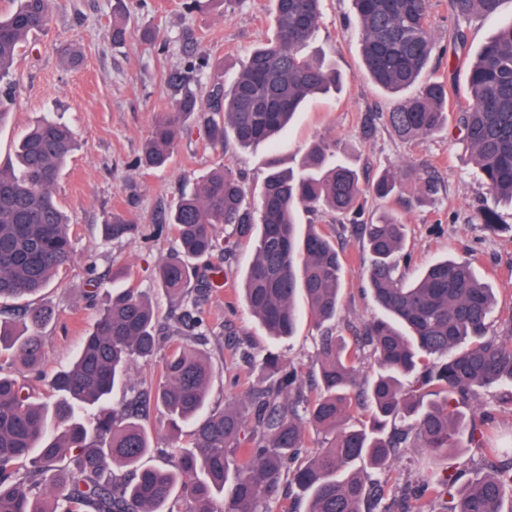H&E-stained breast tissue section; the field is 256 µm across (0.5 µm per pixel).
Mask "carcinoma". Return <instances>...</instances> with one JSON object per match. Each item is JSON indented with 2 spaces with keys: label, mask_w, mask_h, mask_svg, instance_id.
<instances>
[{
  "label": "carcinoma",
  "mask_w": 512,
  "mask_h": 512,
  "mask_svg": "<svg viewBox=\"0 0 512 512\" xmlns=\"http://www.w3.org/2000/svg\"><path fill=\"white\" fill-rule=\"evenodd\" d=\"M224 2L184 0L183 6L204 13ZM273 2L271 37L250 53L229 89L216 82L202 100L192 80L209 62L196 55L187 56L183 69L164 74L173 111L155 122L139 167L167 166L184 122L196 113L208 142L231 140L248 148L270 140L308 99L339 89L336 69L304 52L319 26L323 0ZM502 2L449 0L448 45L465 48L460 21L495 16ZM353 4L371 80L392 93L415 88L386 113L388 125L415 140L454 124L490 195L482 221L496 229V207L512 206V20L467 61L465 100L450 111L447 84L430 74L429 0ZM53 11L54 0H20L0 16V84L10 86L18 52L31 34L48 27ZM110 36L114 43L126 40V11L113 13ZM72 147L70 128L45 119L19 139L16 163L0 165V299L37 294L72 255L70 225L53 195ZM401 188L396 171L363 187L324 141L308 150L297 174L272 169L255 189L224 165L180 195L166 220L177 250L156 267L160 288L183 306L180 321L205 327L186 287L192 281L198 289L215 287L221 268L192 263L231 247L232 238L219 240L215 225L231 226L240 237L255 232V256L238 292L276 339L294 335L301 303L325 326L315 386L306 387L296 367L268 352L260 363L265 384L213 411V365L204 352L170 335L149 393L132 405H108L132 362L155 355L164 331L151 301L126 288L100 310L74 362L44 382L59 396L53 405L32 401L24 384L0 373V512H270L286 484L308 502L307 512H392L378 509L382 494L356 468L358 462L386 469L398 449L418 448L437 463L462 450L465 435L484 446L494 416L481 392L512 383V314L494 318L491 289L472 263L448 257L410 279L402 269L406 224L391 209H381L360 225V243L370 255L367 281L383 315L366 323L348 346L330 326L342 307V252L332 232L319 225L298 229L301 210L328 208L345 218L362 211L367 196L385 201ZM105 232L133 240L139 225L114 216ZM47 319L45 310L28 306L21 323L0 320V355L7 352L23 367L36 368L44 357L40 329ZM367 348L377 370L354 395L356 365ZM430 395L435 399L425 401ZM149 401L171 431L192 426L191 446L171 469L142 464L155 438L133 406ZM95 405L90 430L82 411ZM460 406L470 408L471 417ZM356 408L369 412L368 424H350ZM53 417L65 424L60 435L50 430ZM309 424L330 435L313 456L305 451ZM117 470L127 478L116 477ZM454 484L436 474L413 496L420 501L432 492L446 494V512H512V481L496 471L456 491ZM178 486L181 503L173 498Z\"/></svg>",
  "instance_id": "cac0c4a2"
}]
</instances>
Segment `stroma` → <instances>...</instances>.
Returning a JSON list of instances; mask_svg holds the SVG:
<instances>
[{"mask_svg": "<svg viewBox=\"0 0 512 512\" xmlns=\"http://www.w3.org/2000/svg\"><path fill=\"white\" fill-rule=\"evenodd\" d=\"M47 31L30 36L15 64L16 101L0 124V163L13 159L18 137L44 116L55 113L71 126L76 145L53 186L58 204L72 224L73 256L58 276L31 300L1 299L0 319L16 318L32 302L48 310L43 331L46 373L65 368L81 340L93 328L96 312L112 288H133L154 305L161 323L180 313L155 279L157 263L176 247L170 230H158L170 204L182 191L218 165L233 167L248 184L262 181L269 167L299 170L308 148L320 140L337 144L344 163L362 183L384 171L409 168L392 208L407 226L405 253L410 272L447 256L469 257L476 275L491 288L499 311L512 309V209L498 211L499 231L481 221L491 201L477 171L456 141L454 130L407 141L398 137L385 116L395 104L366 76L359 50L352 0H323L319 29L308 53L324 57L343 78L340 91L317 98L296 115L277 139L244 149L228 141L213 145L190 130L177 138L168 167L144 170L135 160L161 113L170 111L162 83L167 70L182 68L187 53L208 54L213 66L198 76L201 93L230 78L250 51L271 32L269 0H235L224 12L190 14L183 0H127L132 31L124 45H113L109 30L115 0H55ZM436 41L434 75L453 82L454 63L446 51L448 0H430ZM151 25L156 43L143 41L138 29ZM433 177L437 191L421 193V178ZM120 213L143 226L133 242L112 240L102 226ZM344 258L343 308L337 331L352 337L376 316L363 251L353 226L339 233ZM254 257V241L236 242L228 260L211 256L223 267L220 284L197 300L208 319L205 336L184 330L181 339L203 348L215 367L210 406L221 409L235 395L233 378L248 382L241 363L231 355L233 337L246 339L255 357L273 351L310 372L320 331L309 314H301L295 336L272 340L245 306L237 304L233 285ZM434 466L416 450H407L375 477L388 493L417 484Z\"/></svg>", "mask_w": 512, "mask_h": 512, "instance_id": "stroma-1", "label": "stroma"}]
</instances>
